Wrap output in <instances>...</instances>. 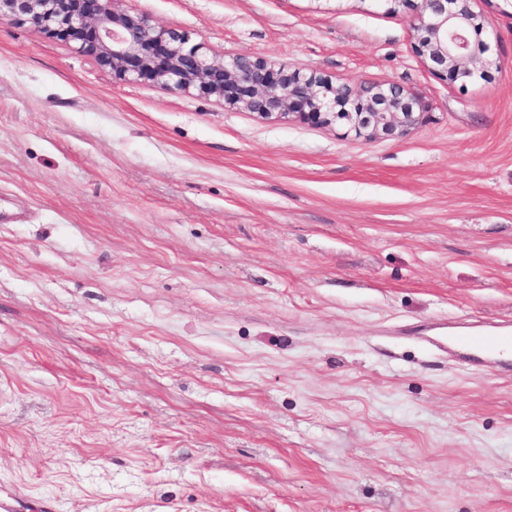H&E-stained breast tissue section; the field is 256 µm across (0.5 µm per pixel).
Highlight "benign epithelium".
I'll return each instance as SVG.
<instances>
[{
  "label": "benign epithelium",
  "mask_w": 512,
  "mask_h": 512,
  "mask_svg": "<svg viewBox=\"0 0 512 512\" xmlns=\"http://www.w3.org/2000/svg\"><path fill=\"white\" fill-rule=\"evenodd\" d=\"M121 0H0V21L29 22L46 35L76 44L78 52L120 81L195 91L264 119L300 118L336 125L359 138L400 137L420 120L423 104L394 83L351 86L316 71L286 72L267 58L239 55L216 61L203 44L150 23ZM413 48L432 74L461 88L485 78L495 64L483 53L490 36L473 0H419Z\"/></svg>",
  "instance_id": "obj_1"
}]
</instances>
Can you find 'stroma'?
Instances as JSON below:
<instances>
[{
	"label": "stroma",
	"instance_id": "1",
	"mask_svg": "<svg viewBox=\"0 0 512 512\" xmlns=\"http://www.w3.org/2000/svg\"><path fill=\"white\" fill-rule=\"evenodd\" d=\"M224 60L420 98L406 135L115 80L0 22V491L55 512H512V0L498 70L417 6L123 0ZM412 24L413 48L432 74L464 88L477 78L484 79L495 64L481 57L489 44V26L472 9L473 0H419ZM512 344V336H500L495 333H486L471 336L468 340V347L479 353L489 354L498 351L504 344Z\"/></svg>",
	"mask_w": 512,
	"mask_h": 512
}]
</instances>
